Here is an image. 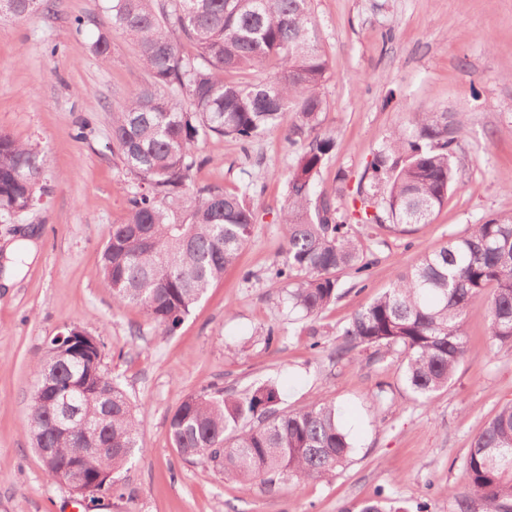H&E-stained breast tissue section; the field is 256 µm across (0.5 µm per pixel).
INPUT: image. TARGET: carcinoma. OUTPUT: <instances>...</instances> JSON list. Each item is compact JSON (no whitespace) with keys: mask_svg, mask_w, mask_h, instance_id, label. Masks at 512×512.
<instances>
[{"mask_svg":"<svg viewBox=\"0 0 512 512\" xmlns=\"http://www.w3.org/2000/svg\"><path fill=\"white\" fill-rule=\"evenodd\" d=\"M50 2L0 0V10L24 18L49 13ZM107 9L112 29L134 40L150 81L112 112V156L134 187L125 219L111 226L98 275L115 306L139 307L155 327L171 332L184 320L237 262L255 223L247 203L254 183L239 191L191 189L193 171L207 162L196 153L200 141L249 144L289 123L288 141L299 151L280 214L286 249L275 277L288 285V311L310 320L340 297V272L353 271L366 287L374 260L354 225L415 233L454 189L465 120L429 111L394 128L355 190L342 172L336 194L316 192L335 139L319 132L330 68L312 0H109ZM175 34L194 52L183 53ZM42 177L38 148L0 130V217L32 209ZM477 303L487 309L491 342L512 344V215L472 224L424 252L354 314L333 357L351 361L354 351L370 350L381 363L396 352L413 400L429 404L465 357L464 324ZM104 357L101 341L81 361L66 357L49 372L37 363L29 432L48 449L43 466L51 479L61 481L78 463L85 486L120 494L115 474L146 449L138 443L140 420ZM67 389L79 410L69 421L52 402ZM281 402L275 384L243 395L204 386L172 413V447L230 481L336 477L353 452L336 403L319 397L288 410ZM444 492L456 512H512V402L474 438L464 488Z\"/></svg>","mask_w":512,"mask_h":512,"instance_id":"1","label":"carcinoma"}]
</instances>
